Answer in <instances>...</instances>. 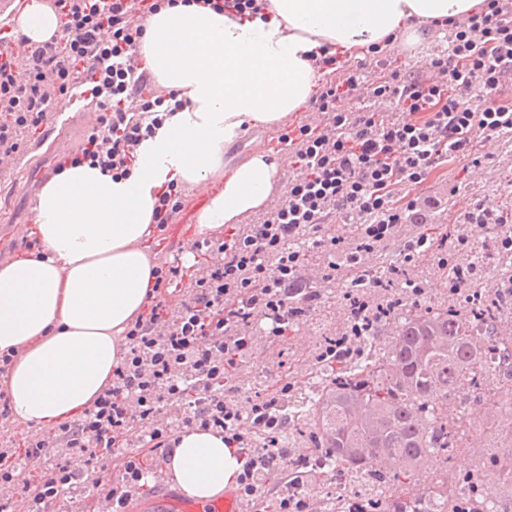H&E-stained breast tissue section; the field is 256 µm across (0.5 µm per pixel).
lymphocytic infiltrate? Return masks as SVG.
Returning <instances> with one entry per match:
<instances>
[{"label":"lymphocytic infiltrate","instance_id":"f902f5d3","mask_svg":"<svg viewBox=\"0 0 512 512\" xmlns=\"http://www.w3.org/2000/svg\"><path fill=\"white\" fill-rule=\"evenodd\" d=\"M62 8L65 43L19 40L15 51L25 70L0 62V157H18L44 134L53 102L84 92L100 119L65 165L89 163L113 177L128 176L137 150L164 119L182 105L176 90L151 85L146 66L135 63L144 18L162 0H49ZM320 71L333 72L316 94L317 121L288 129L279 141L292 156L293 175L285 198L254 224H230L219 239L197 240L190 266L155 269L158 300L125 332L126 355L111 385L81 419L62 423L54 440L24 438L19 447L0 448V512H47L48 505L84 482L93 462L115 458L120 482L93 480L98 500L112 512H126L145 487L147 457H170L176 447L167 408L181 422L223 434L245 463L235 486L243 501L265 489L274 512H311L306 495L289 492L288 481L269 484L288 453L279 436L284 394L279 390L241 406L235 397L236 370L253 348V320H270V335L287 336L321 298L304 274L302 243L322 255L320 279L335 280L340 264L365 267L366 258L400 235L405 224L422 221L416 190L447 157H471L481 143L512 134V102L502 90L512 81V0H486L483 11L448 25V47L434 53L424 72L377 54L350 65L321 50ZM380 72L369 96L389 102L387 112L358 104L367 64ZM488 100L484 108L474 98ZM343 214L354 237L323 234L324 224ZM492 205H464L449 240L433 241L422 231L404 238L400 259L375 287L401 281L415 286L410 271L420 258L439 251V265L469 244L468 229L499 223ZM182 301L170 308L165 296ZM140 428L144 449H114ZM63 449L64 460L33 475L17 459L45 448Z\"/></svg>","mask_w":512,"mask_h":512}]
</instances>
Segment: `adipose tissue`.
I'll use <instances>...</instances> for the list:
<instances>
[{
	"label": "adipose tissue",
	"instance_id": "1",
	"mask_svg": "<svg viewBox=\"0 0 512 512\" xmlns=\"http://www.w3.org/2000/svg\"><path fill=\"white\" fill-rule=\"evenodd\" d=\"M485 0H268L265 18L236 19L178 0L146 22L139 52L183 107L140 147L130 176L86 163L46 183L32 208L43 253L0 266V353L13 364L0 390L12 416L48 431L90 408L125 355L124 334L156 295L152 215L169 181L208 188L196 233L218 238L265 207L280 161L262 149L232 169L224 151L252 127L277 128L301 111L322 75L312 52L347 59L368 49L409 47L432 23L481 12ZM34 43L58 37L46 0L18 14ZM244 460L223 435L181 431L166 475L186 497L208 501L234 484Z\"/></svg>",
	"mask_w": 512,
	"mask_h": 512
}]
</instances>
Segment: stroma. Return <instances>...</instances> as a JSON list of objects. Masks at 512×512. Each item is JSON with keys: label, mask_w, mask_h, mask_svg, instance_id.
Here are the masks:
<instances>
[{"label": "stroma", "mask_w": 512, "mask_h": 512, "mask_svg": "<svg viewBox=\"0 0 512 512\" xmlns=\"http://www.w3.org/2000/svg\"><path fill=\"white\" fill-rule=\"evenodd\" d=\"M83 139V129L69 123L58 124L55 133L38 152L24 153L15 165L0 170V265L25 255L30 210L47 181L46 172L54 168L60 157L76 151ZM480 160L481 164L476 168L467 157L442 161L418 188V195L427 201L425 210L432 237L438 239L449 233L464 198L512 210V148L495 141L487 142ZM182 203L174 222L182 226L184 232L169 234L167 250L156 256L158 263L183 262L187 249L185 240L195 234L198 211L192 192H184ZM412 275L424 287L421 306L437 307L445 302L448 282L437 265L436 255L425 257ZM351 277L350 271L339 270L335 281L324 285L320 304L284 339L269 336V321L253 323L254 353L243 364L236 380L240 402L277 389L285 381L291 383L296 394L307 392L310 384L323 381L316 356L327 338L339 336L347 327L348 314L342 304V294ZM511 411L504 404L478 407L476 423L467 429V447L457 450L448 459L441 456L429 458L416 475L417 484L430 487L445 471L460 474L469 469L473 463L470 451L481 446L482 437L487 432L486 421L505 418Z\"/></svg>", "instance_id": "35a3bbf8"}]
</instances>
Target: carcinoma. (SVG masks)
<instances>
[{
	"instance_id": "cac0c4a2",
	"label": "carcinoma",
	"mask_w": 512,
	"mask_h": 512,
	"mask_svg": "<svg viewBox=\"0 0 512 512\" xmlns=\"http://www.w3.org/2000/svg\"><path fill=\"white\" fill-rule=\"evenodd\" d=\"M497 276L500 287L512 289V251L505 248ZM496 295L463 305L452 288L448 306L418 307L411 288L398 299L381 305L399 326L380 364L352 371L351 358L325 360L329 378L319 401L305 418L315 447L342 470L367 476L388 488V495L366 505L365 512H467L459 501V485L469 497L495 498L499 512H512V420L490 426V442L477 451V464L453 477L448 494L440 497L415 484L422 460L432 454L448 456L464 445L466 423L449 415L456 399L488 397L490 403H512V334L502 328L504 314L493 306ZM438 336L448 337V348L436 347ZM498 352L490 366L488 353ZM392 452L399 467L384 472L376 468L372 452Z\"/></svg>"
}]
</instances>
